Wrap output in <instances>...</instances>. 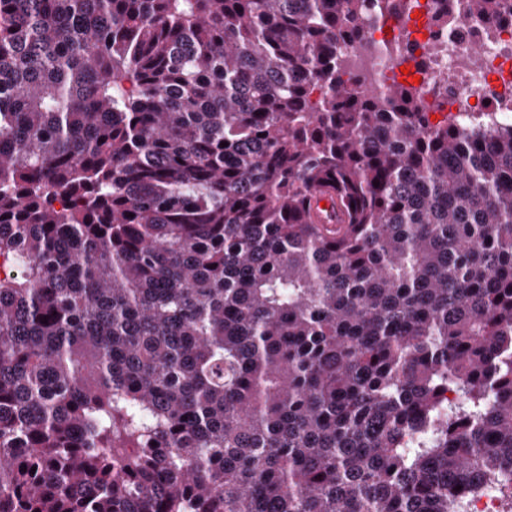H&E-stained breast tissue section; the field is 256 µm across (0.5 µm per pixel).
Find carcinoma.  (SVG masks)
<instances>
[{"label":"carcinoma","mask_w":512,"mask_h":512,"mask_svg":"<svg viewBox=\"0 0 512 512\" xmlns=\"http://www.w3.org/2000/svg\"><path fill=\"white\" fill-rule=\"evenodd\" d=\"M363 8L0 0V512H512V126Z\"/></svg>","instance_id":"cac0c4a2"}]
</instances>
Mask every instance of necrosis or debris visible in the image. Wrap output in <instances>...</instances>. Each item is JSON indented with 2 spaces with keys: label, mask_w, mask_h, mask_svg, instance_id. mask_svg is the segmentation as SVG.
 Instances as JSON below:
<instances>
[{
  "label": "necrosis or debris",
  "mask_w": 512,
  "mask_h": 512,
  "mask_svg": "<svg viewBox=\"0 0 512 512\" xmlns=\"http://www.w3.org/2000/svg\"><path fill=\"white\" fill-rule=\"evenodd\" d=\"M423 27L418 37L392 43L386 21L365 9L362 47L350 58L363 88L380 92L399 79V56H406L420 78L424 108L444 104L464 121L485 110L512 120V18L474 20L458 0H419Z\"/></svg>",
  "instance_id": "1"
}]
</instances>
